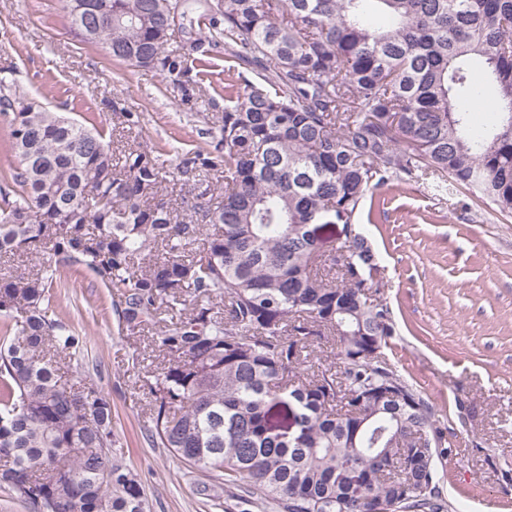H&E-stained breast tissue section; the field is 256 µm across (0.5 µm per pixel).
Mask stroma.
<instances>
[{"instance_id": "1", "label": "stroma", "mask_w": 512, "mask_h": 512, "mask_svg": "<svg viewBox=\"0 0 512 512\" xmlns=\"http://www.w3.org/2000/svg\"><path fill=\"white\" fill-rule=\"evenodd\" d=\"M203 49L209 70L168 78L83 43L63 0H0V70L11 80L0 96L11 90L109 130L121 127V113H135L134 133L167 172L205 145L224 107V45ZM356 221L372 231L379 299L395 324L382 356L431 407L450 450L436 461L442 512H512V217L428 179L376 192ZM109 301L87 268L60 293L87 341L77 370L109 396L118 448L151 512H264L250 497H228L211 473L149 446L145 380L157 360L148 333H118ZM204 485L209 495H200Z\"/></svg>"}]
</instances>
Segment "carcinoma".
<instances>
[{
  "instance_id": "1",
  "label": "carcinoma",
  "mask_w": 512,
  "mask_h": 512,
  "mask_svg": "<svg viewBox=\"0 0 512 512\" xmlns=\"http://www.w3.org/2000/svg\"><path fill=\"white\" fill-rule=\"evenodd\" d=\"M92 39L112 61L179 72V20L224 38L262 83L228 77L213 148L172 177L223 173L219 196L163 198L162 168L133 143L35 99L12 113L16 190L0 205V255L42 267L0 278V486L28 512H150L115 453L112 402L61 361L85 338L56 288L80 268L109 288L118 329L152 333L146 437L282 512L434 509L440 430L382 360L394 335L373 298L378 261L354 229L366 195L429 176L512 214V0H106ZM484 72L493 128L473 122ZM317 224L342 225L326 249ZM336 345L340 370L304 369ZM293 404L281 439L270 411Z\"/></svg>"
}]
</instances>
